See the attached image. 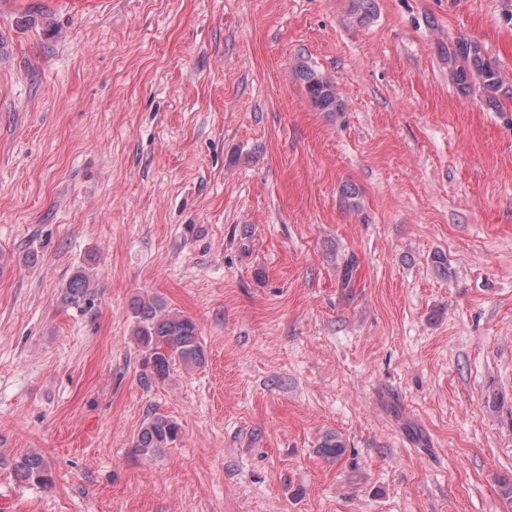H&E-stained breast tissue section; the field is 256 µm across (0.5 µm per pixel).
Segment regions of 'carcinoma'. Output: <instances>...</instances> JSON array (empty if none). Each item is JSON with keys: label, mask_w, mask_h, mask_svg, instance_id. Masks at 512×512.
I'll list each match as a JSON object with an SVG mask.
<instances>
[{"label": "carcinoma", "mask_w": 512, "mask_h": 512, "mask_svg": "<svg viewBox=\"0 0 512 512\" xmlns=\"http://www.w3.org/2000/svg\"><path fill=\"white\" fill-rule=\"evenodd\" d=\"M448 62L453 65V77L463 92L474 89L496 93L504 85V77L496 65L486 58L480 45L474 41L459 39L447 52ZM303 80L312 105L322 112H339L342 104L333 82L312 71L302 72ZM93 281L88 272L79 270L66 286V295L78 304L90 300ZM134 322L133 336L145 352V364L149 375L157 381L165 380L176 364L185 368H197L205 364L206 351L200 340L194 321L168 307L155 296L136 298L132 302ZM179 433L178 424L170 417L153 413L140 429L134 448L144 457L153 458L174 443ZM345 446L335 434L324 437L319 452L330 459L340 457ZM17 479L38 486H50L52 474L44 457L27 453L13 462Z\"/></svg>", "instance_id": "1"}]
</instances>
